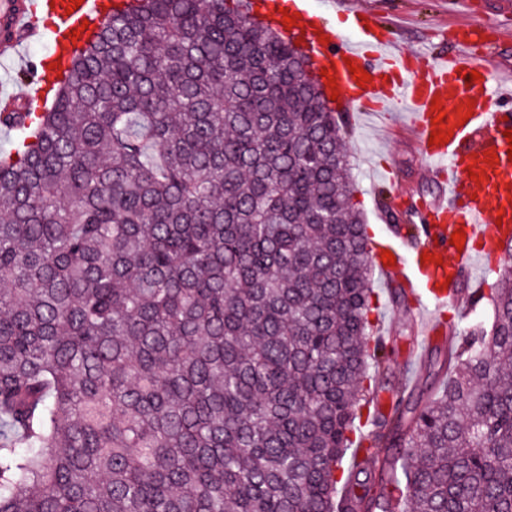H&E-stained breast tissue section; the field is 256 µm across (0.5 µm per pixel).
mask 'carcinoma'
<instances>
[{
	"instance_id": "1",
	"label": "carcinoma",
	"mask_w": 512,
	"mask_h": 512,
	"mask_svg": "<svg viewBox=\"0 0 512 512\" xmlns=\"http://www.w3.org/2000/svg\"><path fill=\"white\" fill-rule=\"evenodd\" d=\"M238 2L128 0L0 110V512H512V271L377 412L342 128Z\"/></svg>"
}]
</instances>
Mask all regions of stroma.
I'll return each instance as SVG.
<instances>
[{
  "label": "stroma",
  "instance_id": "1",
  "mask_svg": "<svg viewBox=\"0 0 512 512\" xmlns=\"http://www.w3.org/2000/svg\"><path fill=\"white\" fill-rule=\"evenodd\" d=\"M353 7L375 12L383 21L397 25L395 36L414 51L413 67L427 69L426 55L448 52L463 34L462 22L451 13L449 0H351ZM470 12L485 19L489 27L474 44L479 65L512 71V0H467ZM390 126L370 125L367 120L341 118L348 130L347 148L357 185L355 197L363 210L369 232L374 237L387 235L390 222L381 209L389 204L406 211L408 204L423 205L441 190L439 179L425 167L417 137L409 127L408 116L391 113ZM372 286L379 296L376 325L384 334L392 356L388 369L376 383L397 391L404 378L405 360L412 348H419L422 363L436 358L447 338L424 342L416 334V320L409 307L393 304L389 290L393 281L374 273Z\"/></svg>",
  "mask_w": 512,
  "mask_h": 512
}]
</instances>
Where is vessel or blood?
<instances>
[{
  "instance_id": "b4317fda",
  "label": "vessel or blood",
  "mask_w": 512,
  "mask_h": 512,
  "mask_svg": "<svg viewBox=\"0 0 512 512\" xmlns=\"http://www.w3.org/2000/svg\"><path fill=\"white\" fill-rule=\"evenodd\" d=\"M110 5V0H0V60L16 57L26 43L47 39L44 62L29 80L34 96H41L52 68L67 64L82 48L89 29L107 20ZM282 6V0L252 4L264 23L305 44L319 69L335 78L334 109L350 116L407 111L424 157L436 171H447V190L418 212V224L402 238L390 265L405 288L421 275L433 282L427 297L416 298L418 312L447 306L455 298L456 278L478 265L491 270L502 245L512 239V145L505 137L512 130L507 107L512 94L493 90L494 75L487 70L476 84L467 83L477 64L466 46L435 59L420 76L410 51L382 33L377 14L347 9L348 20L363 21L365 28L358 38L342 42L333 27L311 23L304 13L285 26ZM354 66L367 72L369 81L357 84L350 72ZM436 129L450 132L449 141L431 144ZM458 230L465 237L460 248L450 243ZM419 251L431 259L416 268L407 257Z\"/></svg>"
}]
</instances>
